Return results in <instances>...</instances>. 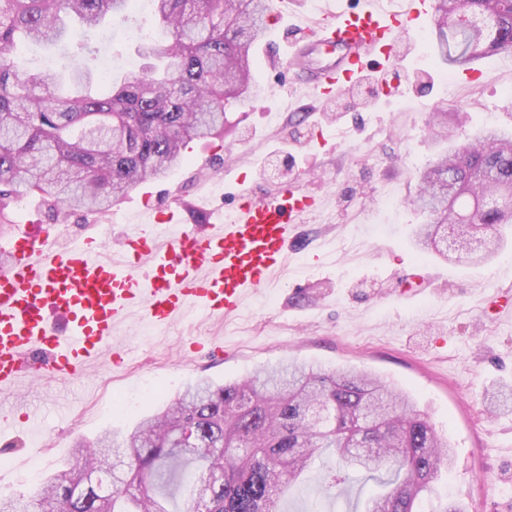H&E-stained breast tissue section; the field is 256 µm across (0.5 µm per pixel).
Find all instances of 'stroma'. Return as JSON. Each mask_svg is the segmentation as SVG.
<instances>
[{
    "instance_id": "stroma-1",
    "label": "stroma",
    "mask_w": 512,
    "mask_h": 512,
    "mask_svg": "<svg viewBox=\"0 0 512 512\" xmlns=\"http://www.w3.org/2000/svg\"><path fill=\"white\" fill-rule=\"evenodd\" d=\"M325 4L297 0L271 17L251 52L261 100L229 107L223 138L192 141L187 163L121 201L132 209L145 201L174 204L186 224L201 227L198 197L231 204L241 176L264 198L307 170L303 188L324 204L299 224L287 268L235 316L196 314L152 335L133 323L121 333L128 351L122 366L102 365L65 385L44 378L25 384L18 396L38 419L33 433L0 435V495L31 491L77 438L131 429L197 379L229 383L294 358L328 373H374L410 395L453 447L439 496L466 512H512V409H495L492 399L512 385V318L484 314L488 295L512 296V239L479 265L447 259L418 244L414 231L424 217L409 202L420 170L438 153L487 127L512 132V53L478 61L480 79L464 82L429 21L399 65L413 80L358 104L347 98L325 106L301 89L298 66L286 61L305 39L296 16L319 22ZM89 39L101 44L115 77L137 60L132 24H109ZM436 112L448 115V140L433 134ZM10 214L59 225L71 239L85 236L94 220L30 196L13 202ZM408 287L415 297L398 298ZM196 336L222 341L223 355L185 349ZM321 474L313 466L305 488L279 499V512H338L333 499L312 493Z\"/></svg>"
}]
</instances>
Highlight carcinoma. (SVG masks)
Segmentation results:
<instances>
[{"label":"carcinoma","mask_w":512,"mask_h":512,"mask_svg":"<svg viewBox=\"0 0 512 512\" xmlns=\"http://www.w3.org/2000/svg\"><path fill=\"white\" fill-rule=\"evenodd\" d=\"M162 38L137 49L141 69L112 90L80 31L129 17L134 0H0V219L12 202L39 197L104 214L148 179L187 161L197 138L224 137L226 106L259 88L250 46L267 29L268 0H151ZM448 67L512 52V0H437ZM22 42L64 46L67 72L17 68ZM458 195L448 199V183ZM512 137L487 128L421 173L418 242L437 246L440 225L471 215L502 239L512 224ZM195 432V447L174 443ZM91 449L85 457V449ZM331 450L321 490L340 493L351 473L386 470L361 512H421L451 449L413 400L354 369L324 373L289 360L225 385L198 380L128 433L80 439L69 462L28 494L0 497V512H169L166 500L190 464L207 512H278L316 457Z\"/></svg>","instance_id":"cac0c4a2"}]
</instances>
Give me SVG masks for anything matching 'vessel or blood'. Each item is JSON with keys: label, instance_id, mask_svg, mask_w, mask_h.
<instances>
[{"label": "vessel or blood", "instance_id": "1", "mask_svg": "<svg viewBox=\"0 0 512 512\" xmlns=\"http://www.w3.org/2000/svg\"><path fill=\"white\" fill-rule=\"evenodd\" d=\"M398 2L394 10L379 0L350 10L328 0L311 33L338 59L310 70L316 96L335 98L367 61L395 64L410 53L429 2ZM321 205L295 186L261 200L245 186L228 212L209 211L201 232L173 210L145 207L125 215L116 259L93 235L67 241L56 225H13L0 265V394L39 377L66 384L105 361L122 365L118 340L131 319L158 330L194 313H236L287 265L299 218Z\"/></svg>", "mask_w": 512, "mask_h": 512}]
</instances>
